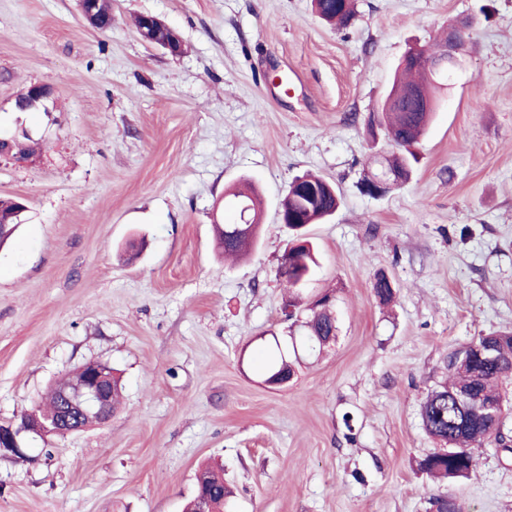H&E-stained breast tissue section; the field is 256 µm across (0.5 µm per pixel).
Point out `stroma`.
Returning <instances> with one entry per match:
<instances>
[{"mask_svg": "<svg viewBox=\"0 0 512 512\" xmlns=\"http://www.w3.org/2000/svg\"><path fill=\"white\" fill-rule=\"evenodd\" d=\"M355 11L339 28L312 0H112L100 31L77 0H0V129L40 143L0 159V198L27 205L0 248V424L88 362L123 384L105 424L0 455V512H182L205 463L230 512H431L421 407L452 351L512 330V0ZM141 14L183 52L142 41ZM463 22L411 178L364 193L390 149L368 116L404 53ZM34 83L46 109L16 111ZM305 173L341 192L306 228L319 267L302 291L335 294L338 332L273 388L265 346L291 345L280 204ZM243 179L264 198L259 242L228 264L214 222ZM477 458L448 492L463 512H512V458ZM448 49L443 52L442 65L448 64V74L458 66L466 55L467 29L461 25L454 24L448 28Z\"/></svg>", "mask_w": 512, "mask_h": 512, "instance_id": "1", "label": "stroma"}]
</instances>
